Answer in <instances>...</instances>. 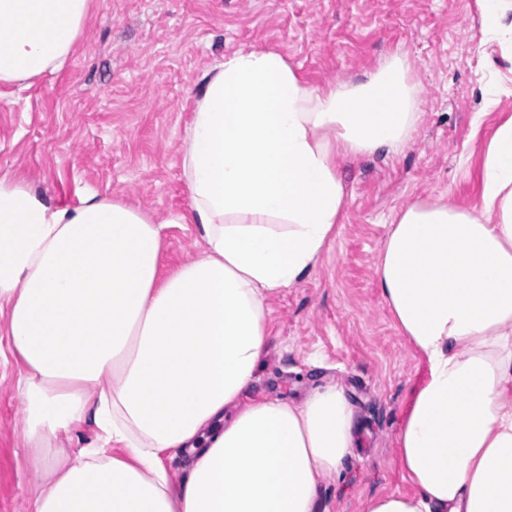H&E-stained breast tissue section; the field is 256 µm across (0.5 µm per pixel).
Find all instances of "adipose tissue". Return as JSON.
Wrapping results in <instances>:
<instances>
[{
	"label": "adipose tissue",
	"mask_w": 512,
	"mask_h": 512,
	"mask_svg": "<svg viewBox=\"0 0 512 512\" xmlns=\"http://www.w3.org/2000/svg\"><path fill=\"white\" fill-rule=\"evenodd\" d=\"M92 0H0V85L61 70ZM182 138L189 223L206 245L158 278L162 226L95 192L58 205L0 174V315L24 367L34 512H318L356 446L344 388L242 403L268 300L299 284L344 218L345 158L399 152L420 88L392 56L357 82L311 84L273 49L208 69ZM376 280L426 367L397 436L409 493L360 512H512V115L490 138L481 207L416 200ZM93 425L78 451L58 433ZM186 456L173 479L163 455Z\"/></svg>",
	"instance_id": "obj_1"
}]
</instances>
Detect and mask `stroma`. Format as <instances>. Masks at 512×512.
<instances>
[{
  "instance_id": "obj_1",
  "label": "stroma",
  "mask_w": 512,
  "mask_h": 512,
  "mask_svg": "<svg viewBox=\"0 0 512 512\" xmlns=\"http://www.w3.org/2000/svg\"><path fill=\"white\" fill-rule=\"evenodd\" d=\"M283 53L312 84L352 81L401 57L422 88L423 121L399 153L343 162L346 219L317 267L269 299L274 330L247 399L302 403L343 385L360 427L322 512L408 491L396 438L425 368L396 330L375 266L407 203L479 207L484 148L512 115V52L487 41L477 0H94L65 67L26 90L0 86V171L77 204L89 191L162 223L159 273L204 250L181 178V138L201 76L241 49ZM17 366L0 367V512H31L40 474L21 434Z\"/></svg>"
}]
</instances>
